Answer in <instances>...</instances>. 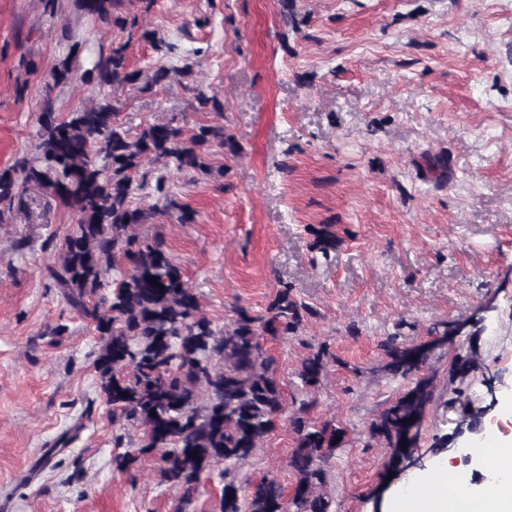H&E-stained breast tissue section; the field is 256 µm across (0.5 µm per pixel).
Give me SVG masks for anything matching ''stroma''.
<instances>
[{
    "instance_id": "obj_1",
    "label": "stroma",
    "mask_w": 512,
    "mask_h": 512,
    "mask_svg": "<svg viewBox=\"0 0 512 512\" xmlns=\"http://www.w3.org/2000/svg\"><path fill=\"white\" fill-rule=\"evenodd\" d=\"M130 10L176 46L164 56L130 42L131 68L170 71L147 94L52 85L66 30L83 42L84 69L120 31L76 0H0V169L35 153L47 97L62 116L113 97L135 132L223 127L239 154L213 146L209 174L165 172L194 223L158 213L135 232L166 241L216 329L236 309L264 311L283 282L313 308L296 334L267 342L287 402L304 397L302 360L328 346L312 416L357 437L409 386L382 371L381 341L419 344L438 321H488L429 355L419 466L392 475L387 449H338L325 465L332 512H385L404 479L446 458L482 484L449 369L476 353L464 389L483 424L512 402V0H155L147 12L133 0ZM194 86L223 112L198 111ZM24 201L0 217V512H221L223 466L185 507L157 457L132 476L115 469L142 431L101 396L100 338L47 271L74 216L35 189ZM322 226L340 240L326 255L310 248ZM293 446L279 423L236 468L238 485L269 477L292 489Z\"/></svg>"
}]
</instances>
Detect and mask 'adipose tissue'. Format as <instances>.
I'll return each mask as SVG.
<instances>
[{"label": "adipose tissue", "instance_id": "obj_1", "mask_svg": "<svg viewBox=\"0 0 512 512\" xmlns=\"http://www.w3.org/2000/svg\"><path fill=\"white\" fill-rule=\"evenodd\" d=\"M488 440L482 458L489 477L483 487L454 486L453 467L446 461L420 476L390 512H512V433L495 428Z\"/></svg>", "mask_w": 512, "mask_h": 512}]
</instances>
